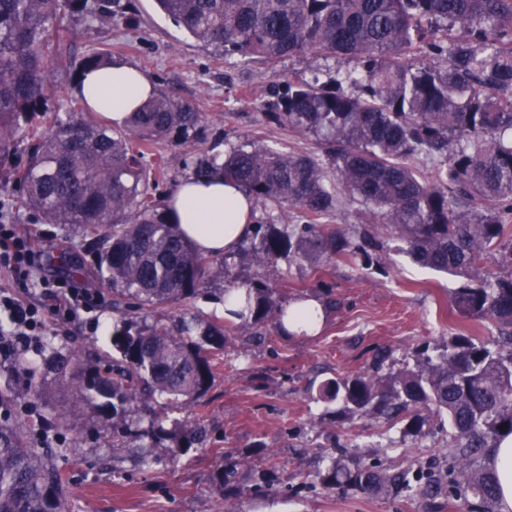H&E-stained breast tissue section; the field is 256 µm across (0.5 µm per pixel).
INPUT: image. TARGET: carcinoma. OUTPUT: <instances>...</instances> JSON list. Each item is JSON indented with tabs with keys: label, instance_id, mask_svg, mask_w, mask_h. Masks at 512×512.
Masks as SVG:
<instances>
[{
	"label": "carcinoma",
	"instance_id": "carcinoma-1",
	"mask_svg": "<svg viewBox=\"0 0 512 512\" xmlns=\"http://www.w3.org/2000/svg\"><path fill=\"white\" fill-rule=\"evenodd\" d=\"M160 11L213 54L261 64L291 55L339 57L336 74L272 87L269 123L316 138L320 154L280 151L250 139L226 142L224 155L199 152L202 116L165 93L131 113L125 129L69 118L49 104L52 62L67 50L70 25L136 22L122 0H0V172L17 205L43 224H68L91 240L93 275L112 291L117 315L112 354L94 366L75 363L59 380L77 381L80 405L106 414L112 432L137 443L139 462L165 440L176 457L201 432L151 413L158 396L178 404L210 389L230 330L186 310L204 294L211 270L247 286L250 316L236 324L252 336L277 311L265 282L241 281L225 259L204 254L178 235L157 193L164 176L148 161L161 141L185 148L193 174L216 171L264 207L239 263L280 259L367 266L381 241L365 228L343 232L327 222L344 193L371 224H382L397 250L459 279L454 308L489 323L497 345L456 333L435 355L382 373L338 374L318 386L320 399L353 421L381 417L416 440L429 411L451 429L442 459L383 470L351 467L334 457L317 478L374 494L417 489L497 501L496 481L480 464L512 434V0H155ZM103 49L69 67L67 78L112 63ZM426 160L429 173L413 164ZM300 211L302 223L285 218ZM185 308L167 323L148 317ZM63 449L30 437L24 418L0 413V512H68L56 458Z\"/></svg>",
	"mask_w": 512,
	"mask_h": 512
}]
</instances>
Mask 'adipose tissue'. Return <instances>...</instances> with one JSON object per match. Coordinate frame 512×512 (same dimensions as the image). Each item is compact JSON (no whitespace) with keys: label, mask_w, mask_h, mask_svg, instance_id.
<instances>
[{"label":"adipose tissue","mask_w":512,"mask_h":512,"mask_svg":"<svg viewBox=\"0 0 512 512\" xmlns=\"http://www.w3.org/2000/svg\"><path fill=\"white\" fill-rule=\"evenodd\" d=\"M88 112L112 125H123L126 117L154 95L151 78L133 63L116 60L86 73L73 87ZM252 196L241 186L225 182L222 174L205 178L188 176L164 199V208L183 239L202 251L227 254L253 232ZM325 321L322 304L306 297L286 306L280 329L289 336L310 335ZM487 466L498 487L499 512H512V435L501 438L487 456Z\"/></svg>","instance_id":"adipose-tissue-1"}]
</instances>
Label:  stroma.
I'll use <instances>...</instances> for the list:
<instances>
[{
  "instance_id": "stroma-1",
  "label": "stroma",
  "mask_w": 512,
  "mask_h": 512,
  "mask_svg": "<svg viewBox=\"0 0 512 512\" xmlns=\"http://www.w3.org/2000/svg\"><path fill=\"white\" fill-rule=\"evenodd\" d=\"M131 4L136 26L77 25L71 35L76 55L111 50L113 58L140 67L157 91L191 103L203 117L202 149L220 154L225 141L249 138L287 151L316 152L314 138L268 124L262 105L273 85L308 80L315 69L337 68V60L294 55L270 66L219 59L188 38L154 0ZM9 220L19 231L32 228L42 235L46 262L43 272L25 277L0 274V289L33 302L42 291L39 277L67 280L61 253L93 260L90 245L66 225L35 224L26 210L11 211ZM240 273L266 280L282 307L297 298L318 297L328 320L312 337L289 339L273 324L262 340L245 332L232 335L208 393L175 412L182 423L204 428L201 442L177 461H169L160 447L157 464L139 466L134 448L113 443L112 429L100 413L77 408L75 388L60 383V368L50 355L27 353L23 370L0 355V389H14L23 414L75 413L70 427L51 433L54 443L71 451L60 462L70 512H473L471 499L416 492L383 496L320 484L316 475L335 448H346L352 462L362 466L423 464L445 446L448 432L437 416H430L429 436L418 443L381 419L344 421L309 393L314 378L368 369L383 352L388 355L385 370H397L405 355L443 345L456 332L494 344L497 332L491 324L476 326L454 309L457 281L415 265L390 240L366 269L340 260L317 269L281 260ZM76 282L96 294V305L50 324L44 339L65 355L109 352L112 295L92 278L80 276ZM392 440L398 449L386 452ZM116 455L125 458L117 471L112 468ZM232 463L240 480L226 497L217 491L214 476ZM256 466L266 471V485L254 486L250 470Z\"/></svg>"
}]
</instances>
